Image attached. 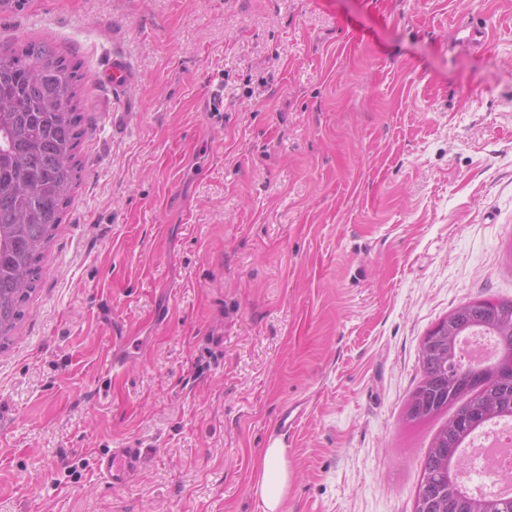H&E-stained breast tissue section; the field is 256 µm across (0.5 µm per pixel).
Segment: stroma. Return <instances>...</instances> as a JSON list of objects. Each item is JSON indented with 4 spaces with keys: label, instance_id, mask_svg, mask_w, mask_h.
Listing matches in <instances>:
<instances>
[{
    "label": "stroma",
    "instance_id": "obj_1",
    "mask_svg": "<svg viewBox=\"0 0 512 512\" xmlns=\"http://www.w3.org/2000/svg\"><path fill=\"white\" fill-rule=\"evenodd\" d=\"M21 40L79 67L85 135L0 342V512H263L291 405L282 512H414L422 341L512 299V0H26ZM254 471L252 489L262 502L264 512H280L290 480L284 448L277 444L265 448ZM139 459L138 448H115L111 454L98 459L97 470L112 479V484H122L137 470Z\"/></svg>",
    "mask_w": 512,
    "mask_h": 512
}]
</instances>
